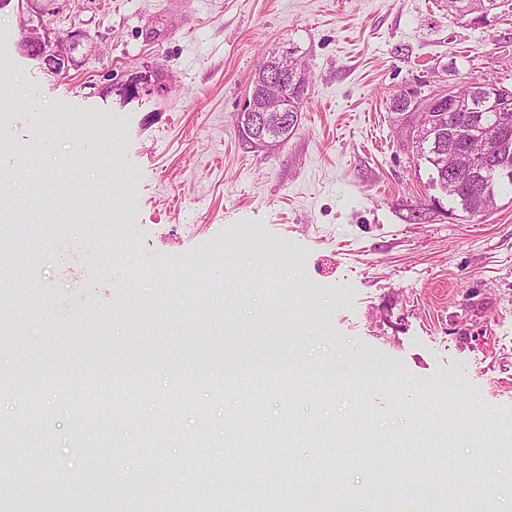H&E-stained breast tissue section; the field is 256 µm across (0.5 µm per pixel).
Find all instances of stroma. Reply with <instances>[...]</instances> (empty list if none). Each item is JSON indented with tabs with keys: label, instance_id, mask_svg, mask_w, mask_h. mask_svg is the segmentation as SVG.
<instances>
[{
	"label": "stroma",
	"instance_id": "stroma-1",
	"mask_svg": "<svg viewBox=\"0 0 512 512\" xmlns=\"http://www.w3.org/2000/svg\"><path fill=\"white\" fill-rule=\"evenodd\" d=\"M72 23L89 39L56 72L20 52L16 0L0 10V76L33 87L42 109L0 112V180L41 200L12 222L62 225L80 257L64 269L54 254H27L16 278L41 301L8 305L16 340L0 347V381L13 389L0 392V420L13 422L14 444L0 448V490L15 491L19 512H174L220 475H255L265 450L322 512L372 484L351 463L322 482L328 439L394 475L374 512H475L481 493L512 512V192L484 219L448 215L389 110L405 88L512 87V11L473 25L448 0H65L50 26ZM293 46L311 73L297 126L275 149L249 148L238 121L256 69ZM76 113L116 124L110 171L58 170L76 153L66 139L55 158L27 157L48 116ZM60 177L82 184L83 206L56 194ZM103 206L102 240L87 227ZM216 236L237 269L214 261ZM108 354L139 385L103 377L102 398L128 417L105 411L87 430L74 383L30 368H89ZM230 367L222 401L200 390L167 447L145 441L174 381ZM275 372L335 390L287 397L269 386ZM32 386L46 402L25 422L17 393ZM244 408L277 425L276 440L236 448L229 420ZM77 442L83 463L61 469ZM474 457L486 471L470 482Z\"/></svg>",
	"mask_w": 512,
	"mask_h": 512
}]
</instances>
